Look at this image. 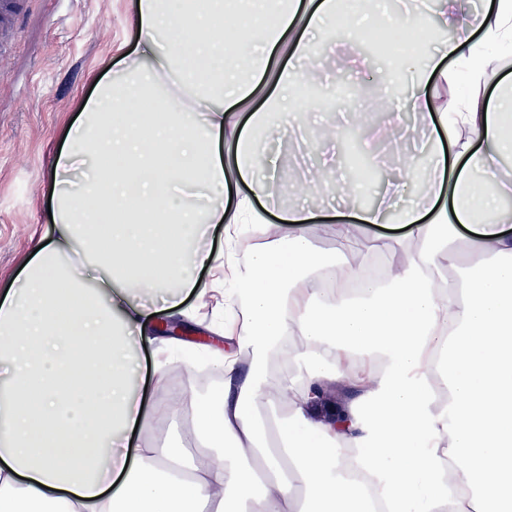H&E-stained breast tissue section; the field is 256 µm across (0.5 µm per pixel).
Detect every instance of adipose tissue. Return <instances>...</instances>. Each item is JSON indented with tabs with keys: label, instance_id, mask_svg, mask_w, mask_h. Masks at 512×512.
<instances>
[{
	"label": "adipose tissue",
	"instance_id": "adipose-tissue-1",
	"mask_svg": "<svg viewBox=\"0 0 512 512\" xmlns=\"http://www.w3.org/2000/svg\"><path fill=\"white\" fill-rule=\"evenodd\" d=\"M431 2L452 36L392 110L444 142L423 202L401 200L405 233L380 242L406 260L372 278L346 254L384 223L379 205L335 225L332 254L293 208L245 260L233 235L207 245L219 225L266 221L264 137L288 127L306 31L364 15L350 0H136L134 58L55 151L44 240L0 296V512H512V219L493 213L512 195L497 171L512 86L485 54L512 47V0L475 23L469 0ZM170 75L156 111H137ZM460 83L453 104L434 93ZM461 241L480 263L461 262ZM219 293L244 316L223 323L211 399L164 396L159 361L139 388L131 345ZM185 418L191 447L147 444Z\"/></svg>",
	"mask_w": 512,
	"mask_h": 512
}]
</instances>
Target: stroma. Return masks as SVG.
Listing matches in <instances>:
<instances>
[{
  "label": "stroma",
  "mask_w": 512,
  "mask_h": 512,
  "mask_svg": "<svg viewBox=\"0 0 512 512\" xmlns=\"http://www.w3.org/2000/svg\"><path fill=\"white\" fill-rule=\"evenodd\" d=\"M14 24L0 26V289L8 287L21 273L28 256L46 231L47 198L42 189L49 186L52 156L66 131L80 112L85 98L92 95L105 70L103 60L120 61L134 44L130 18L134 0H24ZM309 41L325 48L319 69L317 99L336 92V50L328 29L314 31ZM421 53L390 54L377 50L374 59L349 70L351 81L369 85L380 70L394 71L405 81L410 66L423 65ZM297 127L287 137L267 142V154L280 168H292V180L278 179L279 206H311L313 218L304 230L319 251L336 248L332 232L333 209L316 207L307 196L300 178L306 164L331 162L333 180L347 176L344 140L333 145L303 144L301 134L323 123H336L348 129L352 116L347 112H307L296 117ZM409 118L395 119L386 114L372 122L364 139V153L373 164H380L388 148L396 146L420 159H430L437 141L413 134ZM224 319V302L216 298L205 307L189 306L177 320L183 335L170 336L156 344L137 347L143 373H150L154 360H162L169 379L177 380L179 397L207 399L209 392L185 370L183 351L195 347L199 333L214 336L216 348L224 339L217 330Z\"/></svg>",
  "instance_id": "obj_1"
}]
</instances>
